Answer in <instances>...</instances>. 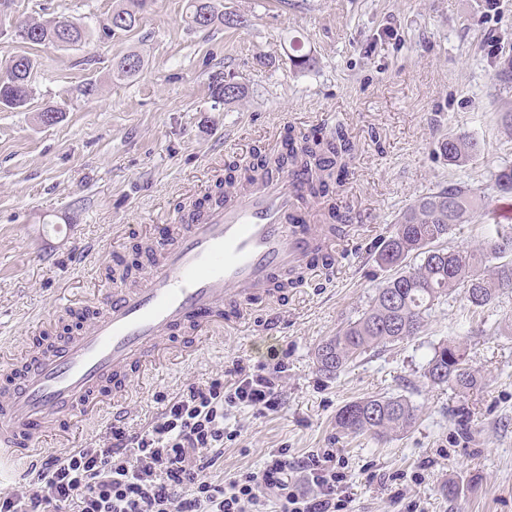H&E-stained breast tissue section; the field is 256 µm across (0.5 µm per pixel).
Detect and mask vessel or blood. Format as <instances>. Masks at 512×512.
<instances>
[{
    "label": "vessel or blood",
    "instance_id": "1",
    "mask_svg": "<svg viewBox=\"0 0 512 512\" xmlns=\"http://www.w3.org/2000/svg\"><path fill=\"white\" fill-rule=\"evenodd\" d=\"M309 206L302 173L282 169L226 190L202 215L180 214L140 277L106 290L85 330L31 350L0 389V461L38 454L40 435L74 418L124 414L132 375L172 345L187 360L204 333L248 321L328 245L329 226L297 221Z\"/></svg>",
    "mask_w": 512,
    "mask_h": 512
}]
</instances>
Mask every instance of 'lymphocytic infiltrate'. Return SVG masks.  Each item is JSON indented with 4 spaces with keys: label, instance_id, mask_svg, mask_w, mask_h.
<instances>
[{
    "label": "lymphocytic infiltrate",
    "instance_id": "1",
    "mask_svg": "<svg viewBox=\"0 0 512 512\" xmlns=\"http://www.w3.org/2000/svg\"><path fill=\"white\" fill-rule=\"evenodd\" d=\"M282 371L234 361L232 384L188 383L139 429L116 422L99 447L46 452L35 482L0 488V512H349L351 476L330 448L305 458L273 448L260 470L213 477L236 436L225 416L278 411Z\"/></svg>",
    "mask_w": 512,
    "mask_h": 512
}]
</instances>
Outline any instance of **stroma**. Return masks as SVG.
I'll use <instances>...</instances> for the list:
<instances>
[{"label":"stroma","mask_w":512,"mask_h":512,"mask_svg":"<svg viewBox=\"0 0 512 512\" xmlns=\"http://www.w3.org/2000/svg\"><path fill=\"white\" fill-rule=\"evenodd\" d=\"M117 0H0V68L29 53L33 97L0 109V371L12 372L46 336L76 327L73 307L112 286L115 263L154 239L182 208L216 195L228 167L282 148L288 128L342 126L353 154L338 196L350 217L358 258L336 255L317 288H290L258 312L250 328L214 330L195 358L165 361L135 379L128 418L148 422L157 396L222 375L236 359L265 362L277 352L283 404L277 412L233 410L217 477L259 470L269 449L305 456L335 449L353 474L352 512H406L394 501V475L419 473L409 498L424 512H512V294L479 312L462 302L436 306L421 334L360 357L334 378L321 375L314 350L357 317L384 281L374 249L416 199L448 182L494 193L492 175L512 162V112L493 63L512 56V0H214L242 25L191 28L188 0H154L139 26L72 47L32 46L16 30L35 18L69 17L99 30ZM143 60L116 79L125 56ZM311 57L307 68L296 56ZM241 86L232 102L212 92L215 76ZM60 108L56 123L41 121ZM464 132L482 151L463 166L439 151ZM46 318L36 327L38 318ZM274 317L280 330L264 335ZM468 347L479 388L462 397L428 386L422 367L432 345ZM399 395L419 409L408 432L379 443L344 435L336 412L369 395ZM112 424L74 420L66 440L42 433L47 450L98 446ZM458 487L448 497V483Z\"/></svg>","instance_id":"1"}]
</instances>
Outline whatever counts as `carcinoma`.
<instances>
[{
  "mask_svg": "<svg viewBox=\"0 0 512 512\" xmlns=\"http://www.w3.org/2000/svg\"><path fill=\"white\" fill-rule=\"evenodd\" d=\"M151 4L152 0H122L103 25V34L133 30ZM188 9V25L193 28L226 25L224 12L211 0H189ZM18 35L33 46L59 47L84 44L92 39L93 32L81 25L66 28L60 19L32 20L19 28ZM34 67L33 59L26 54L9 60L0 75V107H27L33 94ZM213 87L226 102L242 95L239 86L226 85L219 77ZM440 152L448 164L460 166L480 155L481 145L471 136L454 133L441 141ZM351 154L352 145L339 128L326 139L313 132L290 129L283 140V151L272 156L257 155L252 169H264L272 162L309 169L310 193L323 202L324 217L330 223L343 216L334 185L340 183ZM494 182V199L482 195L478 187L450 183L420 197L402 213L375 257L376 263L392 274L355 319L319 345L315 353L319 372L328 377L338 375L379 346L420 335L433 307L441 302L461 298L471 308H485L505 291H512V226L505 229L494 220L502 205L512 206V165L500 166ZM477 213L490 220L483 242L471 251L451 246L457 226L472 223ZM423 377L431 387L446 386L463 396L481 383L469 364L465 343L459 340L432 347L423 365ZM417 420V407L400 396L364 397L345 404L336 413V427L341 432L378 442L410 430Z\"/></svg>",
  "mask_w": 512,
  "mask_h": 512,
  "instance_id": "carcinoma-1",
  "label": "carcinoma"
}]
</instances>
